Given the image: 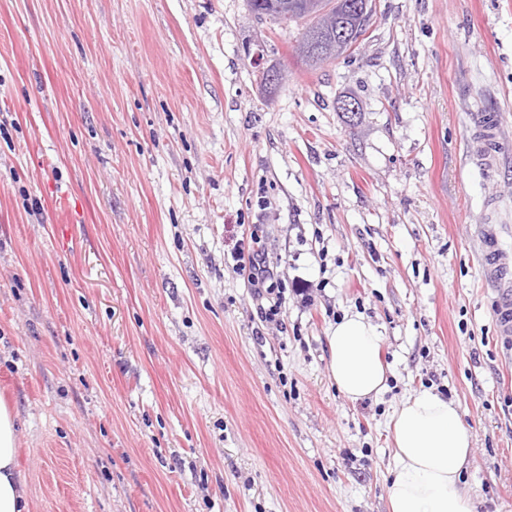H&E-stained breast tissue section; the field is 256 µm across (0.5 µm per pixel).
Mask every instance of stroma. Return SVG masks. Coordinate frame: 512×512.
Wrapping results in <instances>:
<instances>
[{
	"mask_svg": "<svg viewBox=\"0 0 512 512\" xmlns=\"http://www.w3.org/2000/svg\"><path fill=\"white\" fill-rule=\"evenodd\" d=\"M373 5L309 71L299 26L247 0H0V393L34 512H388L389 416L421 390L471 431L477 512H512V336L481 263L484 226L512 249V0ZM253 224L279 324L233 267ZM354 312L383 336L375 401L329 377ZM501 126V118L496 112H484L476 117V133L483 141L487 157L494 158L498 152Z\"/></svg>",
	"mask_w": 512,
	"mask_h": 512,
	"instance_id": "obj_1",
	"label": "stroma"
}]
</instances>
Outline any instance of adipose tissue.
<instances>
[{
    "label": "adipose tissue",
    "mask_w": 512,
    "mask_h": 512,
    "mask_svg": "<svg viewBox=\"0 0 512 512\" xmlns=\"http://www.w3.org/2000/svg\"><path fill=\"white\" fill-rule=\"evenodd\" d=\"M329 376L353 402L378 399L388 375L376 324L359 313L347 314L328 337ZM388 512H476L461 485L472 458V434L454 401L424 390L406 397L394 410ZM18 414L0 397V512H33L18 461Z\"/></svg>",
    "instance_id": "adipose-tissue-1"
}]
</instances>
